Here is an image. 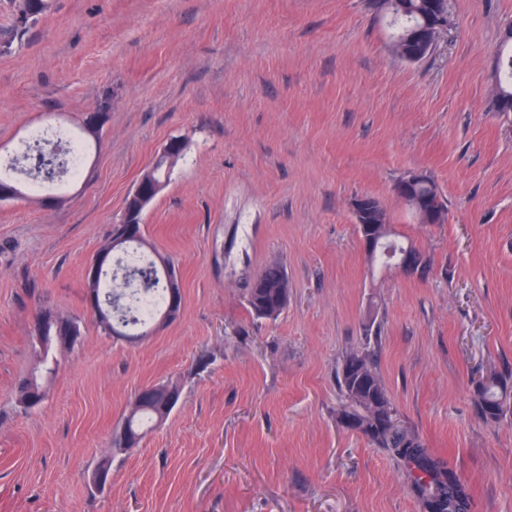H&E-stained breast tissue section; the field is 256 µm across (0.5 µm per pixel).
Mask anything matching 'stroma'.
<instances>
[{"label":"stroma","mask_w":512,"mask_h":512,"mask_svg":"<svg viewBox=\"0 0 512 512\" xmlns=\"http://www.w3.org/2000/svg\"><path fill=\"white\" fill-rule=\"evenodd\" d=\"M419 63L396 57L369 0H55L14 41L0 0V145L112 111L79 176L0 203V512H420L403 465L345 430L336 368L374 345L415 432L468 485L471 512H512V414L477 408L512 375V112L494 108L512 0H450ZM174 137L187 148L144 216L180 276L178 316L131 343L103 335L85 278L129 192ZM426 172L446 207L423 224L394 195ZM379 199L426 276L371 269L351 202ZM287 308L255 318L270 262ZM80 321L37 408L42 308ZM175 384L167 420L111 448L134 394ZM112 461L104 490L92 474ZM504 380L506 382V378L490 376L479 381L477 389L479 395L478 409L486 419L498 420L505 412L511 410Z\"/></svg>","instance_id":"35a3bbf8"}]
</instances>
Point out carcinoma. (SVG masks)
<instances>
[{
	"label": "carcinoma",
	"mask_w": 512,
	"mask_h": 512,
	"mask_svg": "<svg viewBox=\"0 0 512 512\" xmlns=\"http://www.w3.org/2000/svg\"><path fill=\"white\" fill-rule=\"evenodd\" d=\"M42 7L33 8L32 0H12L15 28L23 35L39 19L54 9V0H41ZM377 12L390 11V17L397 26L392 46L396 54L406 62L419 63L431 55L429 48L422 47L417 55L410 52L411 32L431 16L448 12L445 0H375ZM499 77L496 89V108L512 99V78L504 72H512V42L508 43V52L498 58ZM54 140L48 137H36L25 142L23 150L16 155L0 159V183L14 181V174L21 171L38 184H52L59 178L70 174L69 151L55 152ZM120 225L112 229L113 238L101 250L110 255L114 251L123 253L118 259V269H104L96 279H86L89 294H104L103 305L97 307V323L101 332L107 336H124L137 339L146 336L158 326V321L167 307L168 280L164 265H173L166 258L164 263L157 262L148 252L144 237L126 244H114ZM137 256V262L128 263L126 257ZM288 275L277 262L268 264L259 273V282L248 290L247 303L252 313L265 317V312L281 308L276 300V291ZM162 297L161 305L155 307L148 317L138 314L137 303L144 295ZM338 381L345 396L352 401L351 407H371L376 405L379 411L395 417L398 409L389 397L383 380L377 371L373 354L353 351L343 360L338 371ZM478 409L483 417L497 420L512 409L504 386V379L490 376L479 381ZM157 408L148 399L140 400L135 393L124 422L141 431L143 425L156 421ZM379 447L388 451L407 469L411 477L412 491L418 500L422 512H469L470 497L468 486L460 475L441 458L425 448L419 437L402 424L393 427L381 425L374 419L367 420L366 428L361 431Z\"/></svg>",
	"instance_id": "obj_1"
}]
</instances>
